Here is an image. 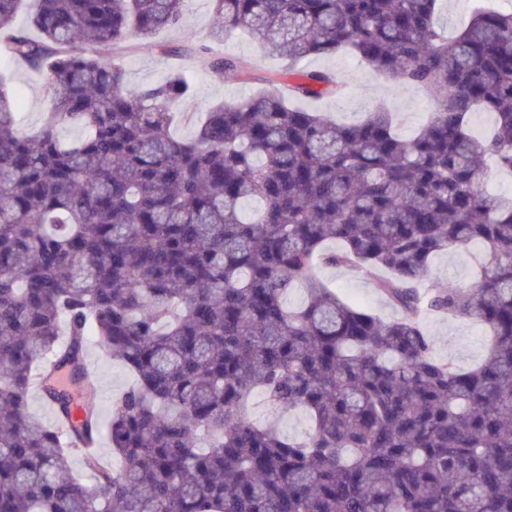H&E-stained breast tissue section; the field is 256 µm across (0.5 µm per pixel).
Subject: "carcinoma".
<instances>
[{
  "label": "carcinoma",
  "instance_id": "carcinoma-1",
  "mask_svg": "<svg viewBox=\"0 0 512 512\" xmlns=\"http://www.w3.org/2000/svg\"><path fill=\"white\" fill-rule=\"evenodd\" d=\"M210 2L211 41L250 30L296 82L183 139L190 80L131 89L97 51L175 28L181 0H0L8 56L53 89L29 135L0 85V512H512V201L478 189L487 162L512 172V11L478 5L450 37L439 0ZM23 5L37 38L13 27ZM341 50L433 88L427 123L404 138L387 107L340 125L295 105L334 84L297 63ZM474 244L475 282L421 293L435 255ZM320 265L365 273L397 315ZM424 311L487 327L482 361L436 359ZM90 336L136 379L108 423L122 468L84 452L94 486L67 464L101 428ZM36 378L50 424L27 412ZM253 392L309 431L253 422ZM316 271L343 300L369 308L384 319L394 316L393 308L377 293L372 282L361 274L339 266H319Z\"/></svg>",
  "mask_w": 512,
  "mask_h": 512
}]
</instances>
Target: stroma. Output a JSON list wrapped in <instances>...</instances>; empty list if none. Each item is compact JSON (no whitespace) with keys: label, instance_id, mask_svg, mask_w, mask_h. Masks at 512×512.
<instances>
[{"label":"stroma","instance_id":"35a3bbf8","mask_svg":"<svg viewBox=\"0 0 512 512\" xmlns=\"http://www.w3.org/2000/svg\"><path fill=\"white\" fill-rule=\"evenodd\" d=\"M211 20L210 0H183L182 22L162 35L161 46H146L143 40L133 35L122 49L114 51L105 47L101 54L124 68L127 83L132 88L157 82L173 69H182L194 81L192 102L199 112L213 104H237L262 86L265 79L285 78V62L266 52L258 40L238 31L227 32L217 51L250 62L248 74L215 73L210 66V56L198 52L199 46L209 40ZM299 67L333 74L337 82L344 85L340 97L323 96L304 102L306 108L326 113L337 122H360L379 104L385 103L397 114L398 133L409 137L428 118L429 91L395 80L379 79L345 53L309 57L302 60ZM0 82L18 101L21 129L38 130L52 97L42 78L27 65L0 55ZM474 270L473 250L440 254L433 258L423 285L433 288L451 281L468 282ZM317 273L343 300L369 308L382 318L393 317V308L361 274L339 266H321ZM422 323L433 339L436 358L469 368L484 356V330L476 322L428 313L423 315ZM86 357L94 373L92 399L101 421L105 422L112 415L113 400L132 386L133 378L122 363L107 356L96 341L88 342Z\"/></svg>","mask_w":512,"mask_h":512}]
</instances>
